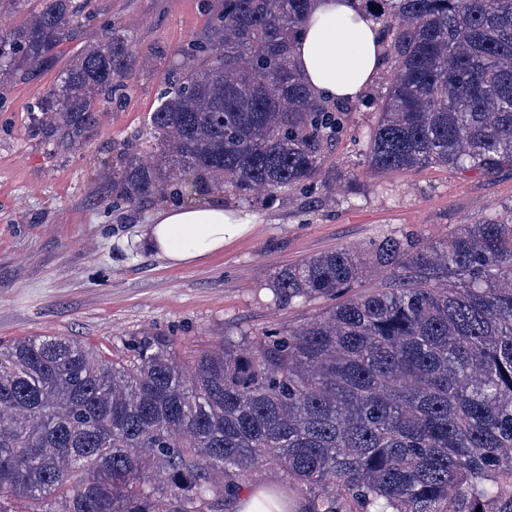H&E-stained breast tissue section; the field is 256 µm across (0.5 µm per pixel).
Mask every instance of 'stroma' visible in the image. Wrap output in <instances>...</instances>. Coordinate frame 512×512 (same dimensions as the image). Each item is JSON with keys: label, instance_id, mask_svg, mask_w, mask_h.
Returning <instances> with one entry per match:
<instances>
[{"label": "stroma", "instance_id": "stroma-1", "mask_svg": "<svg viewBox=\"0 0 512 512\" xmlns=\"http://www.w3.org/2000/svg\"><path fill=\"white\" fill-rule=\"evenodd\" d=\"M202 3L92 0L96 21L80 22L54 68L0 91V342L69 336L115 360L127 356L132 340L154 334L190 364L220 337L292 330L331 307L322 298L275 302L271 282L282 266L387 234L442 243L460 225L512 206L511 168L490 175L436 165L371 172L364 149L378 115L360 107L349 115L353 139L330 146L325 185L314 196L251 207L252 229L223 252L168 265L138 240L168 200L114 204L120 171L103 167L102 150L129 145L149 157L147 123L167 75L180 64L181 48L207 33ZM109 19L122 21L132 41L124 98L87 127L81 148L33 134V105Z\"/></svg>", "mask_w": 512, "mask_h": 512}]
</instances>
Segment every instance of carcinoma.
Here are the masks:
<instances>
[{
	"label": "carcinoma",
	"instance_id": "1",
	"mask_svg": "<svg viewBox=\"0 0 512 512\" xmlns=\"http://www.w3.org/2000/svg\"><path fill=\"white\" fill-rule=\"evenodd\" d=\"M370 1L393 70L362 103L379 113L369 169L512 168V0ZM313 2L219 0L149 117V160L116 156L115 198L314 188L351 106L294 64ZM88 5L0 0L25 16L0 35V88L53 66ZM105 28L38 107L43 138L79 143L126 88L128 37ZM374 273L393 280L344 298ZM273 291L335 304L190 366L158 337L118 360L61 336L0 347V512H224L270 468L288 512H512V207L445 243L383 236L287 265Z\"/></svg>",
	"mask_w": 512,
	"mask_h": 512
}]
</instances>
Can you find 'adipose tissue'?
<instances>
[{
	"label": "adipose tissue",
	"instance_id": "ef3b65f1",
	"mask_svg": "<svg viewBox=\"0 0 512 512\" xmlns=\"http://www.w3.org/2000/svg\"><path fill=\"white\" fill-rule=\"evenodd\" d=\"M379 29L356 0H317L297 36L293 61L315 94L356 98L379 75ZM250 229L240 211L212 201L160 211L141 238L170 265L181 266L222 252Z\"/></svg>",
	"mask_w": 512,
	"mask_h": 512
}]
</instances>
